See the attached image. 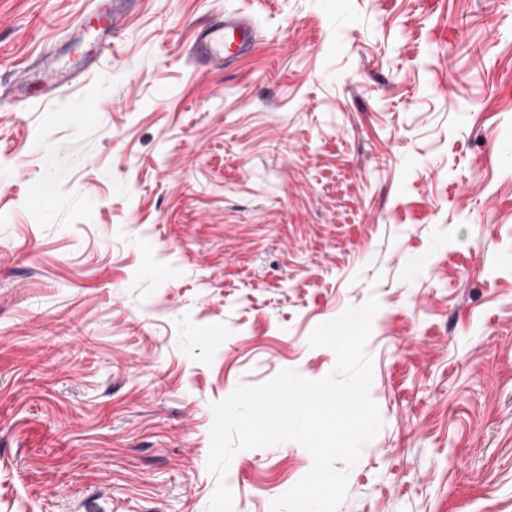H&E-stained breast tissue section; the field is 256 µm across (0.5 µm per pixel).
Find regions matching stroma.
<instances>
[{
    "label": "stroma",
    "mask_w": 512,
    "mask_h": 512,
    "mask_svg": "<svg viewBox=\"0 0 512 512\" xmlns=\"http://www.w3.org/2000/svg\"><path fill=\"white\" fill-rule=\"evenodd\" d=\"M91 0H0V84ZM246 12L258 41L192 67ZM376 298L383 426L339 512H512V0H138L46 105L0 99V512H207L212 406ZM239 451L234 512L311 469ZM255 25L243 13H224L202 30L190 51L193 62L233 65L253 48Z\"/></svg>",
    "instance_id": "1"
}]
</instances>
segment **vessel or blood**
Segmentation results:
<instances>
[{"mask_svg": "<svg viewBox=\"0 0 512 512\" xmlns=\"http://www.w3.org/2000/svg\"><path fill=\"white\" fill-rule=\"evenodd\" d=\"M136 0H96L87 19L76 32L77 42L87 50L80 61L48 56L41 59L35 70L25 76L26 82L37 83L46 98L53 99L73 85L81 83L93 70L97 53H111L112 39L122 20ZM255 25L252 17L243 13L224 14L202 30L190 51L192 61L207 64L233 65L253 48Z\"/></svg>", "mask_w": 512, "mask_h": 512, "instance_id": "b4317fda", "label": "vessel or blood"}]
</instances>
